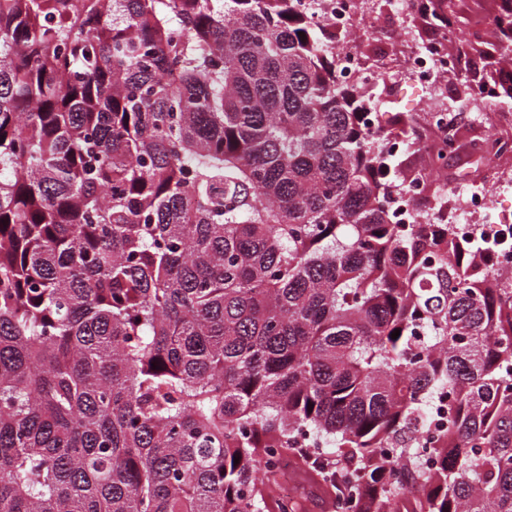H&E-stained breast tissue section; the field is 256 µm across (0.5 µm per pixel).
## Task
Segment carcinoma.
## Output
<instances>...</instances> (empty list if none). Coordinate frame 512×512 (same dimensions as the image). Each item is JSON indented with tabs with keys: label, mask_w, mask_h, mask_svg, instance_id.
Here are the masks:
<instances>
[{
	"label": "carcinoma",
	"mask_w": 512,
	"mask_h": 512,
	"mask_svg": "<svg viewBox=\"0 0 512 512\" xmlns=\"http://www.w3.org/2000/svg\"><path fill=\"white\" fill-rule=\"evenodd\" d=\"M326 31L0 0V512H299L262 485L301 437L340 512H512L509 240L438 222L445 185L393 223Z\"/></svg>",
	"instance_id": "carcinoma-1"
}]
</instances>
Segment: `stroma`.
Returning a JSON list of instances; mask_svg holds the SVG:
<instances>
[{"mask_svg":"<svg viewBox=\"0 0 512 512\" xmlns=\"http://www.w3.org/2000/svg\"><path fill=\"white\" fill-rule=\"evenodd\" d=\"M379 15L380 31L375 42L368 47L369 52L390 72L386 82L364 89V98L380 106L385 112H403L408 123L400 127V134L416 133L426 137H436L438 131L430 126L423 112L425 94L409 79L401 77L399 69L405 55L398 44L399 19L392 13L387 0H371ZM441 13L455 18L459 28L479 30L482 43L474 46L460 41L454 46L460 57L462 70L448 74L441 79V94L450 109L459 113L457 135L460 140L502 139L512 140V97L501 95L496 104L475 109L465 98V82L469 79H492L504 82V70L511 65L508 59L500 57L498 40L492 21L500 14L501 0H437ZM512 164L508 161L494 163L476 156L465 157L457 154L449 156L448 166L443 170L451 192H463L474 188H490L494 200L488 212L471 215L476 224H497L512 222V177H504L503 172ZM288 469L294 480L300 481L304 492L305 512H334L335 497L319 481L318 477L305 473L301 457L288 459Z\"/></svg>","mask_w":512,"mask_h":512,"instance_id":"1","label":"stroma"}]
</instances>
